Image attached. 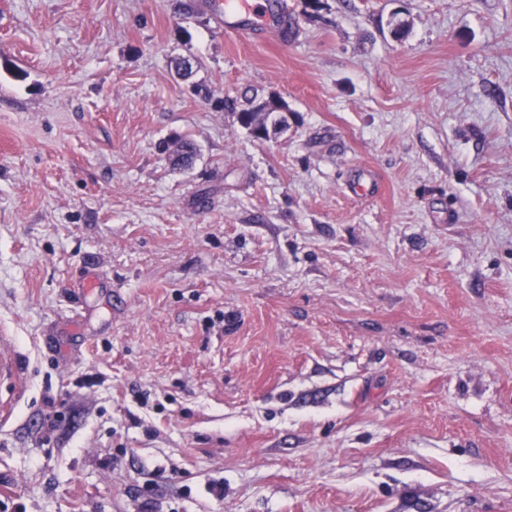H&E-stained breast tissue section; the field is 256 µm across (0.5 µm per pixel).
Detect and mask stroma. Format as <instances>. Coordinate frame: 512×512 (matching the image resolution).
Masks as SVG:
<instances>
[{"instance_id":"35a3bbf8","label":"stroma","mask_w":512,"mask_h":512,"mask_svg":"<svg viewBox=\"0 0 512 512\" xmlns=\"http://www.w3.org/2000/svg\"><path fill=\"white\" fill-rule=\"evenodd\" d=\"M210 2L0 0V512H512V0ZM216 15L224 23L231 25L234 33L243 37L255 36L270 22L267 11L260 9V2L246 0H225L216 2ZM230 17V18H229ZM232 19L233 21H228ZM268 101L256 102V98L247 99L244 104L237 97H225L224 110L237 114L239 122L250 130L257 139H265L268 135V121L276 113L266 109ZM174 149L169 154V161L173 168L182 169L191 167L197 156V147L185 137H176L172 141ZM2 383L7 384L13 393L21 390L23 385L18 357L6 341L0 342V386Z\"/></svg>"}]
</instances>
